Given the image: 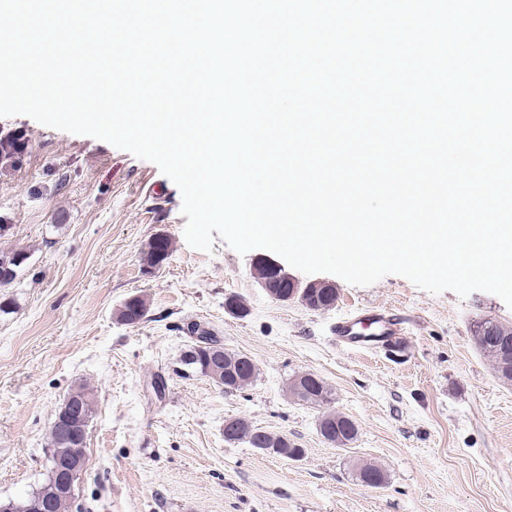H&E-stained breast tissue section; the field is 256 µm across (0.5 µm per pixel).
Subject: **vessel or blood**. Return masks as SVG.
I'll return each mask as SVG.
<instances>
[{
	"label": "vessel or blood",
	"instance_id": "b4317fda",
	"mask_svg": "<svg viewBox=\"0 0 512 512\" xmlns=\"http://www.w3.org/2000/svg\"><path fill=\"white\" fill-rule=\"evenodd\" d=\"M332 333L340 346L371 351L401 335L402 327L395 317L369 307L338 319Z\"/></svg>",
	"mask_w": 512,
	"mask_h": 512
}]
</instances>
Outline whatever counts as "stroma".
I'll return each mask as SVG.
<instances>
[{
  "label": "stroma",
  "instance_id": "1",
  "mask_svg": "<svg viewBox=\"0 0 512 512\" xmlns=\"http://www.w3.org/2000/svg\"><path fill=\"white\" fill-rule=\"evenodd\" d=\"M2 128L26 134L29 152L0 170V255H28L0 287V500L42 484L53 414L86 383L96 404L71 512H512V385L474 339L484 320L512 327L502 299L434 295L398 275L354 287L297 270L299 284H333L335 305L274 299L255 276L270 251L188 246L181 193L154 163L26 115L0 117ZM159 233L173 251L149 273L141 256ZM133 295L148 312L130 327L116 311ZM230 298L247 314L228 312ZM365 307L401 319L402 336L371 352L337 345L336 319ZM191 322L249 355L255 381L227 392L177 374ZM305 371L326 381L329 407L289 396ZM328 408L358 428L348 449L318 431ZM233 418L288 436L304 456L226 442ZM358 462L383 467L387 484L358 482Z\"/></svg>",
  "mask_w": 512,
  "mask_h": 512
}]
</instances>
